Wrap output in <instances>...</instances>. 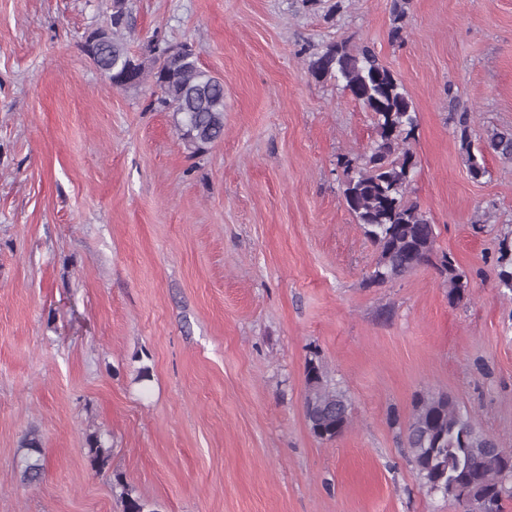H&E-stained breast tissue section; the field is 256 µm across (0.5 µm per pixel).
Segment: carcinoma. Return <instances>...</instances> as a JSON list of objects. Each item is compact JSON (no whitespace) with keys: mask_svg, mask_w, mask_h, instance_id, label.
I'll return each mask as SVG.
<instances>
[{"mask_svg":"<svg viewBox=\"0 0 512 512\" xmlns=\"http://www.w3.org/2000/svg\"><path fill=\"white\" fill-rule=\"evenodd\" d=\"M118 8L95 28L97 41L88 53L94 67L118 89L137 88L149 81L156 89V103L173 112L180 140L192 156L204 153L224 138V81L203 69L194 50L166 55L168 46L149 40L152 58H133L125 31L131 29L129 0H116ZM308 70L318 81L332 80L372 112L376 137L355 159H340L345 175L343 198L378 256L370 282L383 284L404 276L422 264H431L446 277L448 298L461 300L468 281L453 258L437 249L435 225L420 206L408 198L416 167L408 141L417 127L413 100L371 46L351 49L346 43H329L310 56ZM455 132L466 152L469 173L475 180L488 175L484 162L489 149L512 161V129L494 130L486 148L471 149V113L453 114ZM498 277L512 291V249L505 245L498 258ZM304 411L315 438L330 442L350 424L351 399L331 384L321 365L311 359L305 367ZM489 435L474 419L443 393L419 396L404 432V443L419 478L455 502L467 503L464 512H500L506 482L512 479V449L491 456L485 453ZM85 458L96 472L110 469L111 448L96 432L86 437ZM22 481L39 482L45 472L38 434L29 432L22 441ZM121 487L122 512H156L151 504L113 474Z\"/></svg>","mask_w":512,"mask_h":512,"instance_id":"cac0c4a2","label":"carcinoma"}]
</instances>
